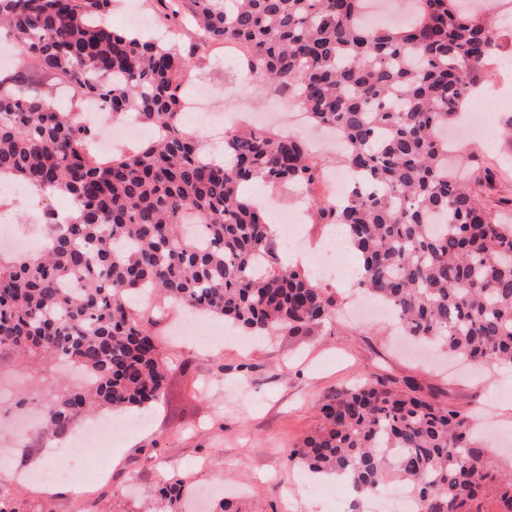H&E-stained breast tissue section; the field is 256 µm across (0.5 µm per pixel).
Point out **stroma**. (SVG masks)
<instances>
[{
    "label": "stroma",
    "instance_id": "stroma-1",
    "mask_svg": "<svg viewBox=\"0 0 512 512\" xmlns=\"http://www.w3.org/2000/svg\"><path fill=\"white\" fill-rule=\"evenodd\" d=\"M242 67L225 61L223 43L210 44L196 51L182 88L190 96L207 87L212 111L230 125L243 112L282 111L268 88L255 85L249 96H241ZM483 163L497 170L492 185L482 190L485 207L507 209L512 142L496 137ZM244 192L267 195L272 214H301L302 239L325 251L335 248L332 225L318 223L293 189L249 183ZM319 284L340 310L308 336L280 331L254 339L237 332L200 347L172 333L182 310L157 297L139 304L141 321L168 365L164 398L150 410L113 414V422L134 416L142 426L112 448V482L94 495L95 512H161L157 486L174 475L192 495L204 486L223 485L225 497L238 500L243 512H347L345 486L314 480L287 455L318 428V406L328 393L377 376L414 380L440 403L479 414L493 444L492 465L512 468V371L471 369L435 349L411 345L397 336L391 320L353 318V276L323 278ZM50 442V436L33 434L17 443L9 427L0 428V448L11 451L0 464V491L22 512L51 507L63 512L69 498L19 477Z\"/></svg>",
    "mask_w": 512,
    "mask_h": 512
}]
</instances>
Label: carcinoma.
Wrapping results in <instances>:
<instances>
[{"label":"carcinoma","mask_w":512,"mask_h":512,"mask_svg":"<svg viewBox=\"0 0 512 512\" xmlns=\"http://www.w3.org/2000/svg\"><path fill=\"white\" fill-rule=\"evenodd\" d=\"M369 0H161L201 43L236 42L251 75L288 94L345 140L336 164L360 184L334 202L315 198L322 162L310 145L269 129L224 130V157L204 159L182 122L181 85L198 46L112 28V0H0V30L56 84L67 107L21 73L0 75V179L68 198L77 217L44 210L37 253L0 252V362H68L71 385L44 378L0 411L36 408L41 429L70 433L104 410L147 409L163 394L166 362L135 317L160 293L194 315L255 334L306 336L335 300L310 275L278 265L265 208L248 182L293 185L324 224L344 228L359 255L358 288L397 311L409 336L512 370V221L482 203V181L448 173L478 154L451 155L476 77L501 46L467 0H411L398 28H369ZM105 119L151 126L146 145L101 157L82 99ZM322 427L289 450L312 475L340 471L365 493L408 484L418 512H482L487 496L512 512V470L478 446V418L366 381L327 396Z\"/></svg>","instance_id":"obj_1"}]
</instances>
